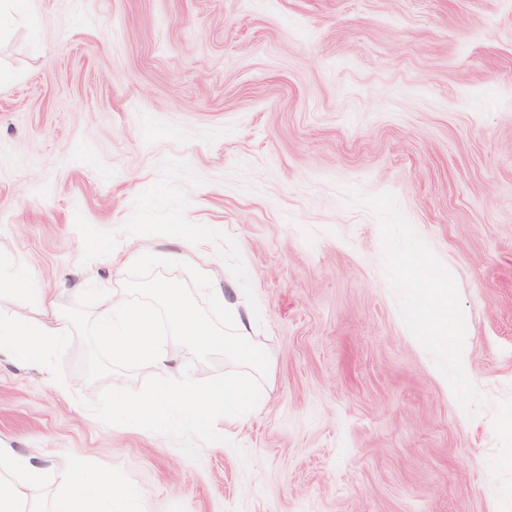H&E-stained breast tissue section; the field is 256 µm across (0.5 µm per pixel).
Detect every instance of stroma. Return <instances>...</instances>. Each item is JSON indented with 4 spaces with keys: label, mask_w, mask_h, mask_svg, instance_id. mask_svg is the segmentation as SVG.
Masks as SVG:
<instances>
[{
    "label": "stroma",
    "mask_w": 512,
    "mask_h": 512,
    "mask_svg": "<svg viewBox=\"0 0 512 512\" xmlns=\"http://www.w3.org/2000/svg\"><path fill=\"white\" fill-rule=\"evenodd\" d=\"M0 37V310L125 298L127 255L210 226L214 287L259 315L261 403L221 447L101 422L75 328L0 356V448L132 491L129 512H499L494 411L469 416L403 322L379 221L394 193L453 275L464 370L512 399V0H19ZM171 372L230 371L174 340Z\"/></svg>",
    "instance_id": "35a3bbf8"
}]
</instances>
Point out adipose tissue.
Wrapping results in <instances>:
<instances>
[{
	"label": "adipose tissue",
	"instance_id": "adipose-tissue-1",
	"mask_svg": "<svg viewBox=\"0 0 512 512\" xmlns=\"http://www.w3.org/2000/svg\"><path fill=\"white\" fill-rule=\"evenodd\" d=\"M52 308L51 300H43L41 309L46 316L40 320L0 312V352L15 350L37 355L56 344L65 325L59 317L52 315ZM0 470L11 475L9 484H0V512H30L26 489L44 479V468L17 456L0 453ZM115 498L111 482L88 480L80 469H73L66 492V512H112Z\"/></svg>",
	"mask_w": 512,
	"mask_h": 512
}]
</instances>
